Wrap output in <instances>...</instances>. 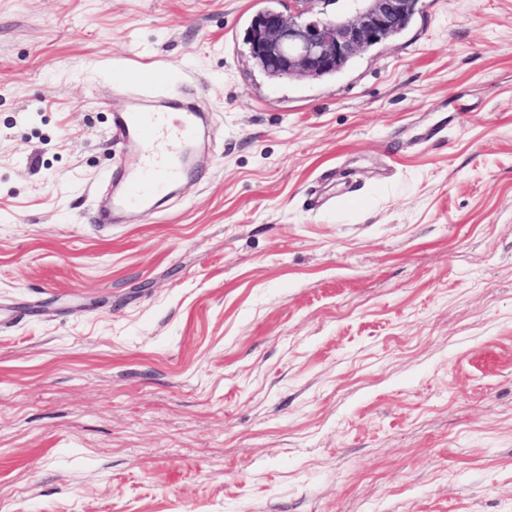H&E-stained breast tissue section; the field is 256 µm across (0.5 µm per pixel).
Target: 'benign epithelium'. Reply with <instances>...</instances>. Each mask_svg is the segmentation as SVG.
Masks as SVG:
<instances>
[{
	"mask_svg": "<svg viewBox=\"0 0 512 512\" xmlns=\"http://www.w3.org/2000/svg\"><path fill=\"white\" fill-rule=\"evenodd\" d=\"M324 0H287L255 17L246 34L251 56L281 79H319L402 31L418 0H364L351 15L325 16Z\"/></svg>",
	"mask_w": 512,
	"mask_h": 512,
	"instance_id": "benign-epithelium-1",
	"label": "benign epithelium"
}]
</instances>
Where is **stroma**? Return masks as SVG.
I'll use <instances>...</instances> for the list:
<instances>
[{"instance_id": "stroma-1", "label": "stroma", "mask_w": 512, "mask_h": 512, "mask_svg": "<svg viewBox=\"0 0 512 512\" xmlns=\"http://www.w3.org/2000/svg\"><path fill=\"white\" fill-rule=\"evenodd\" d=\"M266 4L0 0V512H512V0L285 81ZM184 92L188 175L99 223Z\"/></svg>"}]
</instances>
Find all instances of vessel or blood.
<instances>
[{
  "label": "vessel or blood",
  "mask_w": 512,
  "mask_h": 512,
  "mask_svg": "<svg viewBox=\"0 0 512 512\" xmlns=\"http://www.w3.org/2000/svg\"><path fill=\"white\" fill-rule=\"evenodd\" d=\"M196 123L197 113L191 108L177 116L164 108L135 109L114 116L110 138L135 143L140 152L139 165L131 174L125 194L116 200V208L145 210L183 177L184 167L175 160L170 146L190 141Z\"/></svg>",
  "instance_id": "obj_1"
}]
</instances>
